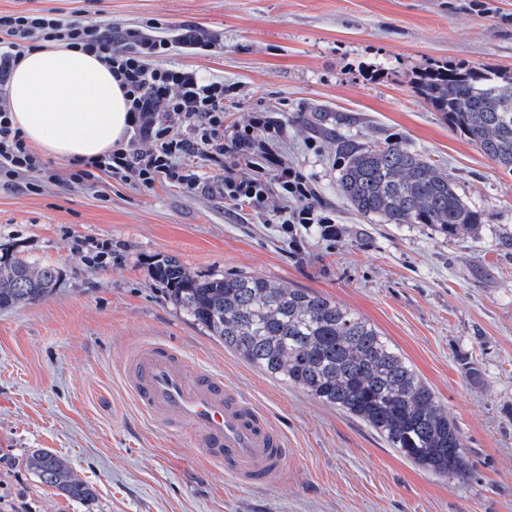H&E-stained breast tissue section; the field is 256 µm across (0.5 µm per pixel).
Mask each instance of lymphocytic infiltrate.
I'll return each mask as SVG.
<instances>
[{"instance_id":"lymphocytic-infiltrate-1","label":"lymphocytic infiltrate","mask_w":512,"mask_h":512,"mask_svg":"<svg viewBox=\"0 0 512 512\" xmlns=\"http://www.w3.org/2000/svg\"><path fill=\"white\" fill-rule=\"evenodd\" d=\"M158 28L155 21L121 30L88 26L52 9L0 12V187L34 193L44 183L60 181L70 190H90L108 178L146 190L164 182L196 194L210 189L196 167L202 161L223 170L220 192L234 205L261 213L270 192H277L283 205L273 219L289 238L301 236L314 224L324 237H333L336 219L321 203L310 175L282 163L273 177H266L255 135L257 128L267 127L266 118L225 134L224 99L231 88L223 78L168 61L174 46L209 52L214 41L193 24L181 25L171 36L160 35ZM47 43L96 55L119 81L132 115L126 142L80 160L78 170L66 180L15 126L7 94L9 77L21 57ZM140 140L148 142V149L137 148ZM242 162L254 166L253 177H238Z\"/></svg>"}]
</instances>
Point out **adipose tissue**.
Returning a JSON list of instances; mask_svg holds the SVG:
<instances>
[{"label": "adipose tissue", "mask_w": 512, "mask_h": 512, "mask_svg": "<svg viewBox=\"0 0 512 512\" xmlns=\"http://www.w3.org/2000/svg\"><path fill=\"white\" fill-rule=\"evenodd\" d=\"M7 93L14 122L31 145L60 159H83L125 140L124 93L93 55L59 44L26 53Z\"/></svg>", "instance_id": "adipose-tissue-1"}]
</instances>
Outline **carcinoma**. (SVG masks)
Listing matches in <instances>:
<instances>
[{
	"label": "carcinoma",
	"mask_w": 512,
	"mask_h": 512,
	"mask_svg": "<svg viewBox=\"0 0 512 512\" xmlns=\"http://www.w3.org/2000/svg\"><path fill=\"white\" fill-rule=\"evenodd\" d=\"M417 92L500 169L512 173V73L426 68ZM340 191L380 224H425L445 237L479 235L485 218L456 192L448 171L401 141L338 142ZM55 268L0 255V310L36 303L55 288ZM170 302L267 376L362 421L398 455L439 476H469L461 431L402 350L374 324L306 288L254 275L201 280L176 259L154 264ZM29 470L79 503L92 485L66 459L33 451Z\"/></svg>",
	"instance_id": "obj_1"
}]
</instances>
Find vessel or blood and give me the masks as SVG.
<instances>
[{
    "label": "vessel or blood",
    "instance_id": "obj_1",
    "mask_svg": "<svg viewBox=\"0 0 512 512\" xmlns=\"http://www.w3.org/2000/svg\"><path fill=\"white\" fill-rule=\"evenodd\" d=\"M126 384L139 408L168 432L204 449L242 486L277 484L288 463L281 430L268 414L197 361L171 346H138L127 358Z\"/></svg>",
    "mask_w": 512,
    "mask_h": 512
}]
</instances>
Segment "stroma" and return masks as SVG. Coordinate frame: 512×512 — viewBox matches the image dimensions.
I'll use <instances>...</instances> for the list:
<instances>
[{
    "label": "stroma",
    "instance_id": "1",
    "mask_svg": "<svg viewBox=\"0 0 512 512\" xmlns=\"http://www.w3.org/2000/svg\"><path fill=\"white\" fill-rule=\"evenodd\" d=\"M39 9L117 29L193 24L216 38L218 53L178 50L172 62L236 86L227 129L259 112L284 128L257 138L313 175L336 236L310 231L296 252L267 215L164 183H115L100 196L51 183L0 189V252L60 273L46 299L0 311V512H512V174L412 84L434 63L512 72V0H0L2 12ZM298 112L322 119L291 122ZM341 138L401 140L444 166L484 214L481 237L358 215L337 186ZM106 240L104 265L75 248ZM164 256L205 279L308 288L370 321L460 427L469 479L426 472L364 423L225 349L154 281ZM149 341L223 374L267 412L289 448L277 486H239L136 407L123 364ZM37 449L63 456L95 499L79 504L41 483L25 465Z\"/></svg>",
    "mask_w": 512,
    "mask_h": 512
}]
</instances>
